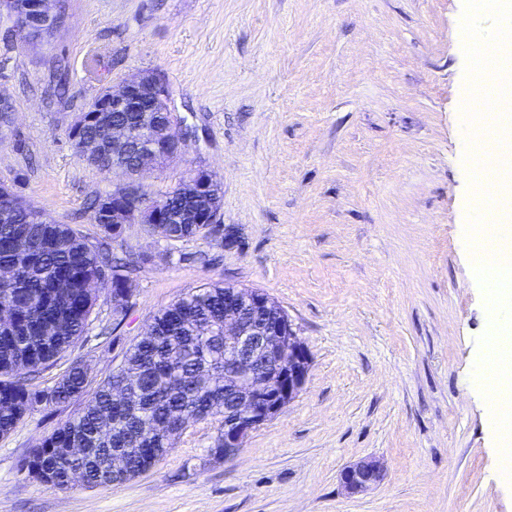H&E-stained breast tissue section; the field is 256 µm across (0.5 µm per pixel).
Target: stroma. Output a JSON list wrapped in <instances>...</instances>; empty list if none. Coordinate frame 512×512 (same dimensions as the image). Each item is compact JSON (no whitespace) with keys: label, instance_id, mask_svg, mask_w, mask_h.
I'll return each mask as SVG.
<instances>
[{"label":"stroma","instance_id":"stroma-1","mask_svg":"<svg viewBox=\"0 0 512 512\" xmlns=\"http://www.w3.org/2000/svg\"><path fill=\"white\" fill-rule=\"evenodd\" d=\"M29 40L0 18V182L96 237L87 209L112 189L69 138L107 85L165 82L190 138L154 195L193 169L220 179L218 227L176 244L127 225L114 251L147 256L124 315L97 291L71 362L97 387L154 315L212 283L264 291L310 354L297 397L234 457L216 423L190 425L150 471L59 489L23 470L83 406L38 407L0 436V512H512V478L480 391L493 326L465 236L473 211L460 22L464 0H60ZM101 64L89 70L90 58ZM384 478L349 494L342 471ZM383 477V470L377 462L363 459L347 467L342 479L351 494L363 495L378 486Z\"/></svg>","mask_w":512,"mask_h":512}]
</instances>
